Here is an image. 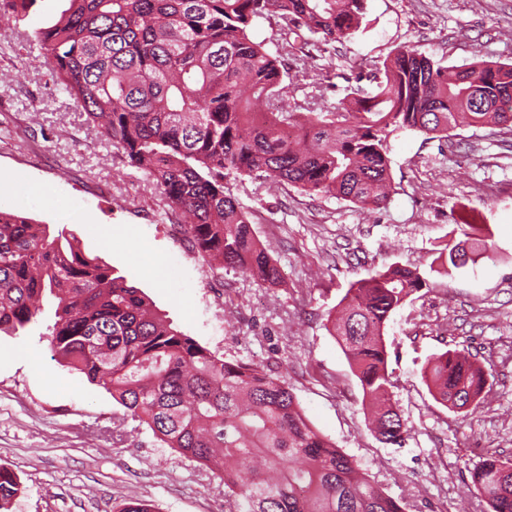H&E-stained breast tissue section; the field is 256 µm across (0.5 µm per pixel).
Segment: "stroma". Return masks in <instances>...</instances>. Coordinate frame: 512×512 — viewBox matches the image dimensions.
I'll return each instance as SVG.
<instances>
[{"mask_svg": "<svg viewBox=\"0 0 512 512\" xmlns=\"http://www.w3.org/2000/svg\"><path fill=\"white\" fill-rule=\"evenodd\" d=\"M65 6L36 0L22 21L0 27V208L74 234L84 253L225 360L287 372L314 427L406 512H488L469 471L485 448L512 459V134L394 132L395 191L375 211L226 178L283 275L261 287L204 259L145 172L55 90L46 67L30 64L35 32ZM252 34L284 58L288 103L309 100L320 84L333 103L354 68L380 67L407 45L445 66L512 63V0H367L364 31L330 54L269 19H257ZM457 219L486 225L493 250L454 269L437 248ZM396 262L429 281L385 332L394 399L411 426L401 448L368 430L362 390L327 322L352 281ZM56 307L47 299L36 323L0 334V465L23 485L12 512H122L133 499L152 512H224L218 471L165 447L147 425L124 418L109 392L54 359ZM463 346L489 386L465 416L436 403L421 377L430 356Z\"/></svg>", "mask_w": 512, "mask_h": 512, "instance_id": "obj_1", "label": "stroma"}]
</instances>
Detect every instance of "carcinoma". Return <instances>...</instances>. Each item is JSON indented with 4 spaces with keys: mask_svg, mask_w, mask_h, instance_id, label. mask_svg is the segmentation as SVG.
Instances as JSON below:
<instances>
[{
    "mask_svg": "<svg viewBox=\"0 0 512 512\" xmlns=\"http://www.w3.org/2000/svg\"><path fill=\"white\" fill-rule=\"evenodd\" d=\"M36 0H0L20 21ZM35 33L56 90L146 172L187 218L193 246L260 286L282 274L224 179L248 176L378 210L393 192L388 140L400 129L448 137L461 121L512 132V63L443 66L408 45L383 67L359 69L336 104L325 89L284 102L288 72L251 36L257 18L305 31L323 50L365 29L367 0H68ZM462 239L439 256L457 267L493 250L483 225L456 223ZM428 285L397 263L350 284L330 334L369 404L370 431L403 447L411 427L392 401L385 328ZM58 300L50 347L63 365L112 394L124 415L167 447L218 470L229 512H405L354 458L317 431L287 375L228 362L171 327L149 298L64 229L0 210V332L34 322ZM422 379L452 412L485 397L487 373L465 348L433 355ZM491 512H512V460L488 450L469 471ZM22 483L0 466V512Z\"/></svg>",
    "mask_w": 512,
    "mask_h": 512,
    "instance_id": "1",
    "label": "carcinoma"
}]
</instances>
